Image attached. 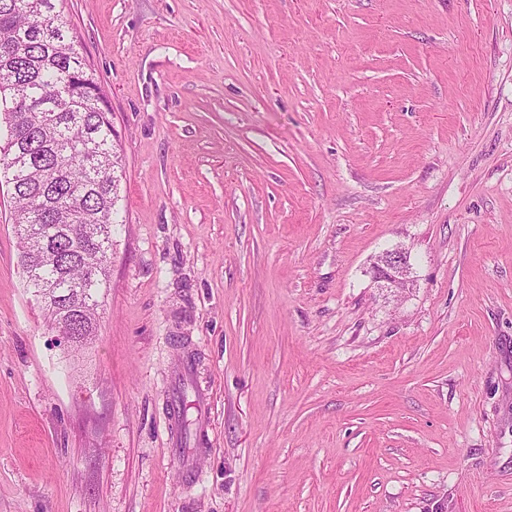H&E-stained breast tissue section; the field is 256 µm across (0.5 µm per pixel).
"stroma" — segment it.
Here are the masks:
<instances>
[{"mask_svg": "<svg viewBox=\"0 0 512 512\" xmlns=\"http://www.w3.org/2000/svg\"><path fill=\"white\" fill-rule=\"evenodd\" d=\"M63 13L121 224L67 351L0 174V512H512V0ZM372 267L378 287L404 290L413 285L410 256L402 248L384 250Z\"/></svg>", "mask_w": 512, "mask_h": 512, "instance_id": "35a3bbf8", "label": "stroma"}]
</instances>
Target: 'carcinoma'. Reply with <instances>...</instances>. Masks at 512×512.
<instances>
[{"instance_id":"1","label":"carcinoma","mask_w":512,"mask_h":512,"mask_svg":"<svg viewBox=\"0 0 512 512\" xmlns=\"http://www.w3.org/2000/svg\"><path fill=\"white\" fill-rule=\"evenodd\" d=\"M62 0H0V171L14 199V228L26 277L52 289L42 309L81 347L95 335L99 298L111 287L118 199L111 109L69 36ZM74 78L64 102L47 89ZM44 107L24 111L23 100Z\"/></svg>"}]
</instances>
